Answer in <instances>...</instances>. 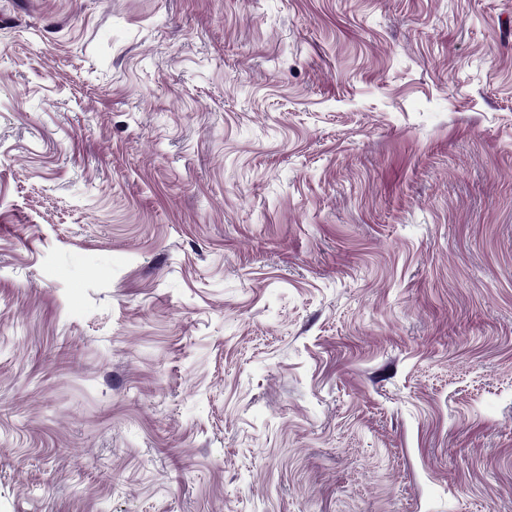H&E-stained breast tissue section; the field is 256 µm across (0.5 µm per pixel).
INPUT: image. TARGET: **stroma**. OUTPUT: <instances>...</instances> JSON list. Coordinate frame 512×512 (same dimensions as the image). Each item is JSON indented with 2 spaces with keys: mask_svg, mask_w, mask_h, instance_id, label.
I'll return each mask as SVG.
<instances>
[{
  "mask_svg": "<svg viewBox=\"0 0 512 512\" xmlns=\"http://www.w3.org/2000/svg\"><path fill=\"white\" fill-rule=\"evenodd\" d=\"M0 512H512V0H0Z\"/></svg>",
  "mask_w": 512,
  "mask_h": 512,
  "instance_id": "obj_1",
  "label": "stroma"
}]
</instances>
